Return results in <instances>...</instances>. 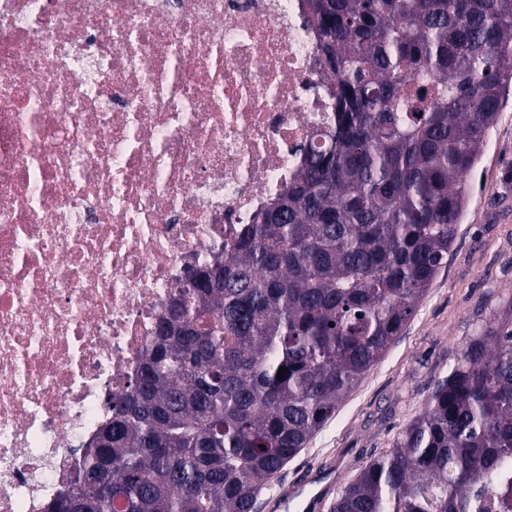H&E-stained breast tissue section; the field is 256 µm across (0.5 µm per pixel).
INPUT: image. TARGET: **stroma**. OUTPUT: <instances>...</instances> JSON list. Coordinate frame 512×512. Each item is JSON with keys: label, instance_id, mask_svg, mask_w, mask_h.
<instances>
[{"label": "stroma", "instance_id": "1", "mask_svg": "<svg viewBox=\"0 0 512 512\" xmlns=\"http://www.w3.org/2000/svg\"><path fill=\"white\" fill-rule=\"evenodd\" d=\"M448 266L397 342L257 501L256 512L332 502L371 457L391 448L482 324L512 316V90L481 162Z\"/></svg>", "mask_w": 512, "mask_h": 512}]
</instances>
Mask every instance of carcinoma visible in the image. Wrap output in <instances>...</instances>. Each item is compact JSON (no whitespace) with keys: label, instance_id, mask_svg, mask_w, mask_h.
I'll return each mask as SVG.
<instances>
[{"label":"carcinoma","instance_id":"obj_1","mask_svg":"<svg viewBox=\"0 0 512 512\" xmlns=\"http://www.w3.org/2000/svg\"><path fill=\"white\" fill-rule=\"evenodd\" d=\"M336 125L157 325L128 399L44 512H253L442 269L512 86V0H308ZM334 326H329V323ZM285 368L277 376L279 368ZM512 321L466 341L331 512H512Z\"/></svg>","mask_w":512,"mask_h":512}]
</instances>
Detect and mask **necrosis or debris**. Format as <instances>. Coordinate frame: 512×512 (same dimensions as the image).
<instances>
[{
  "instance_id": "necrosis-or-debris-1",
  "label": "necrosis or debris",
  "mask_w": 512,
  "mask_h": 512,
  "mask_svg": "<svg viewBox=\"0 0 512 512\" xmlns=\"http://www.w3.org/2000/svg\"><path fill=\"white\" fill-rule=\"evenodd\" d=\"M337 84L305 0H0V512L69 486Z\"/></svg>"
}]
</instances>
